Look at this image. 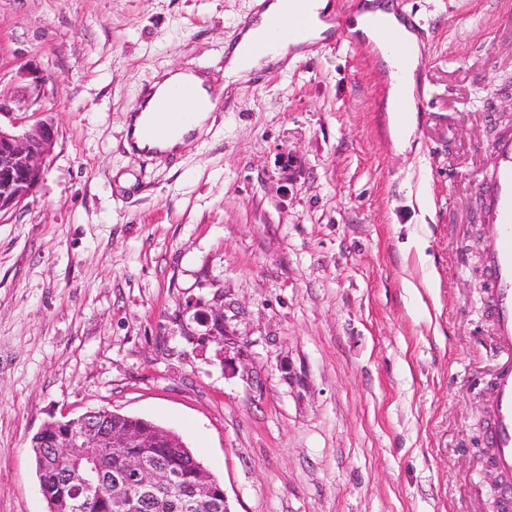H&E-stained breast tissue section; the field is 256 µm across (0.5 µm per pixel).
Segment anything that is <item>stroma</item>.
Returning a JSON list of instances; mask_svg holds the SVG:
<instances>
[{"label":"stroma","instance_id":"obj_1","mask_svg":"<svg viewBox=\"0 0 512 512\" xmlns=\"http://www.w3.org/2000/svg\"><path fill=\"white\" fill-rule=\"evenodd\" d=\"M405 2L432 37L410 135L376 60L325 38L146 157L143 88L223 81L254 0H0V126L58 131L0 217V512H47L32 436L100 408L174 431L232 512H497L474 186L512 110V0Z\"/></svg>","mask_w":512,"mask_h":512}]
</instances>
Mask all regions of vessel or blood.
Segmentation results:
<instances>
[{
	"label": "vessel or blood",
	"mask_w": 512,
	"mask_h": 512,
	"mask_svg": "<svg viewBox=\"0 0 512 512\" xmlns=\"http://www.w3.org/2000/svg\"><path fill=\"white\" fill-rule=\"evenodd\" d=\"M313 0H288L283 14L265 17L264 32L251 36L254 16H247L234 30L231 45L245 44L250 55H265L271 45L285 37L295 41L306 37L311 26L310 6ZM405 0H370L366 9L390 14L401 28L393 46L397 57H408L414 48L423 46L424 31L404 8ZM158 106L161 117L146 113L134 125L131 143L155 144L165 130H178L191 124L194 115L212 107L201 94L193 70H183ZM495 160L490 171L476 184V192L484 206L486 238L483 242L487 269L490 310L495 321L494 344L502 362L491 383L489 410L491 421L487 444L492 467L502 478L512 477V134L507 133L493 145Z\"/></svg>",
	"instance_id": "1"
}]
</instances>
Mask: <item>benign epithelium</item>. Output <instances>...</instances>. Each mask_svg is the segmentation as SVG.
Here are the masks:
<instances>
[{
  "instance_id": "benign-epithelium-1",
  "label": "benign epithelium",
  "mask_w": 512,
  "mask_h": 512,
  "mask_svg": "<svg viewBox=\"0 0 512 512\" xmlns=\"http://www.w3.org/2000/svg\"><path fill=\"white\" fill-rule=\"evenodd\" d=\"M57 129L44 121L28 130L16 131L0 126V215L17 209L36 191L44 175L43 162L53 151ZM209 336L224 335V311L214 308L206 313ZM44 442L58 452L74 455L80 476L79 488L62 499L64 512L85 507L83 495L105 483L113 486L110 494L122 512H137L141 500L128 494L129 483L145 491L158 485L175 488L187 479L184 469L158 462L153 449L172 448L177 441L170 435L147 440L133 432L111 427L93 410L66 421H52L43 427ZM103 448H129L122 467L110 474L102 464ZM196 495L213 508L231 512L223 485L203 467L193 472Z\"/></svg>"
}]
</instances>
